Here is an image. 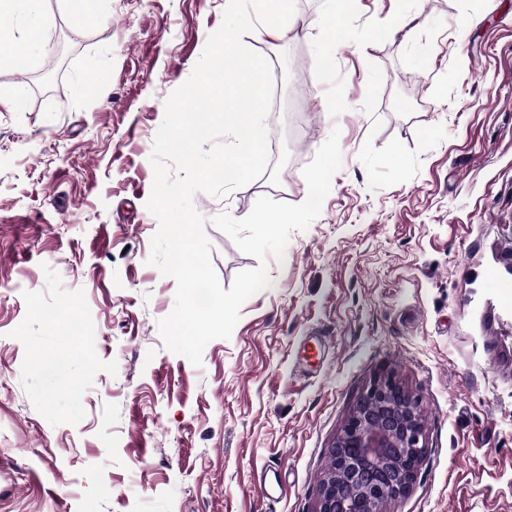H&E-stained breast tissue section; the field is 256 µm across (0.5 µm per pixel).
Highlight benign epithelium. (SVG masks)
<instances>
[{
	"label": "benign epithelium",
	"instance_id": "obj_1",
	"mask_svg": "<svg viewBox=\"0 0 512 512\" xmlns=\"http://www.w3.org/2000/svg\"><path fill=\"white\" fill-rule=\"evenodd\" d=\"M423 451L418 401L395 377L376 376L332 446L317 512H381L409 491Z\"/></svg>",
	"mask_w": 512,
	"mask_h": 512
}]
</instances>
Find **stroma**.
Segmentation results:
<instances>
[{
    "instance_id": "35a3bbf8",
    "label": "stroma",
    "mask_w": 512,
    "mask_h": 512,
    "mask_svg": "<svg viewBox=\"0 0 512 512\" xmlns=\"http://www.w3.org/2000/svg\"><path fill=\"white\" fill-rule=\"evenodd\" d=\"M95 9L45 0L26 69L0 68V95L24 92L0 110V512H317L386 373L426 450L385 512H512V0H296L284 36L244 35L278 79L268 166L194 203L223 288L261 264L269 284L198 367L158 331L176 282L147 262L146 202L165 102L225 0ZM335 128L341 167L283 258L213 226L304 202Z\"/></svg>"
}]
</instances>
